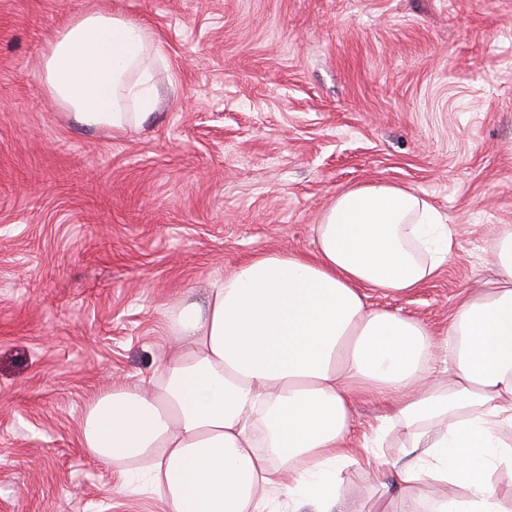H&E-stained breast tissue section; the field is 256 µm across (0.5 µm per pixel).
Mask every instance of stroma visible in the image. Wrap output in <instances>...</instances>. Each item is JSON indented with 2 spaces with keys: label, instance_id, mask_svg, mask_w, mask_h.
Instances as JSON below:
<instances>
[{
  "label": "stroma",
  "instance_id": "1",
  "mask_svg": "<svg viewBox=\"0 0 512 512\" xmlns=\"http://www.w3.org/2000/svg\"><path fill=\"white\" fill-rule=\"evenodd\" d=\"M113 11L154 38L151 118L87 130L48 42ZM415 190L452 257L401 297L444 341L512 226V0H0V512H166L81 444L93 401L154 374L164 326L248 258L308 251L342 192Z\"/></svg>",
  "mask_w": 512,
  "mask_h": 512
}]
</instances>
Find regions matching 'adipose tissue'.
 <instances>
[{
    "label": "adipose tissue",
    "mask_w": 512,
    "mask_h": 512,
    "mask_svg": "<svg viewBox=\"0 0 512 512\" xmlns=\"http://www.w3.org/2000/svg\"><path fill=\"white\" fill-rule=\"evenodd\" d=\"M152 43L121 15H82L46 48L48 88L82 127L143 123ZM313 232L312 252L254 256L169 313L176 345L159 378L100 394L83 447L117 467L149 462L169 512H265L282 495L289 512H346L351 465L377 481L372 512H508L494 476L512 471V227L498 236L499 281L453 312L440 382L430 330L368 294L404 296L438 274L452 247L442 215L374 184L337 195ZM358 394L388 402L394 461L352 447ZM427 482L446 495L423 498Z\"/></svg>",
    "instance_id": "obj_1"
}]
</instances>
